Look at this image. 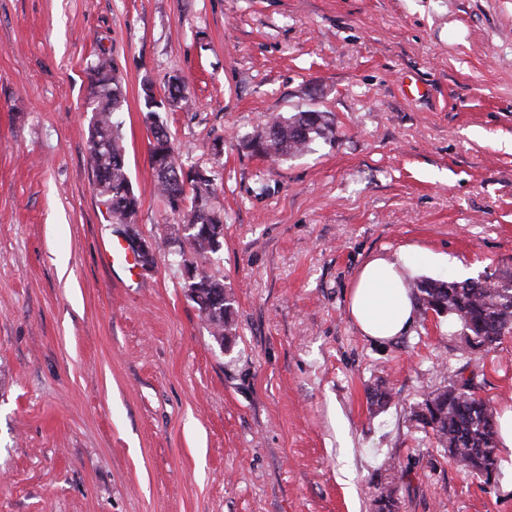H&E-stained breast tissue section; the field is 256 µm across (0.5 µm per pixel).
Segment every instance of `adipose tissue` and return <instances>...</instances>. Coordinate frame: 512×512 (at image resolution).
Masks as SVG:
<instances>
[{
	"mask_svg": "<svg viewBox=\"0 0 512 512\" xmlns=\"http://www.w3.org/2000/svg\"><path fill=\"white\" fill-rule=\"evenodd\" d=\"M411 275L400 258L376 256L359 269L348 294V311L360 332L371 339L403 336L416 319L408 288Z\"/></svg>",
	"mask_w": 512,
	"mask_h": 512,
	"instance_id": "obj_1",
	"label": "adipose tissue"
}]
</instances>
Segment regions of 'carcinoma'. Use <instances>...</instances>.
<instances>
[{
	"mask_svg": "<svg viewBox=\"0 0 512 512\" xmlns=\"http://www.w3.org/2000/svg\"><path fill=\"white\" fill-rule=\"evenodd\" d=\"M87 111L92 113L89 141L96 139L112 143V151H103L90 157L93 184H99L110 193L112 218L124 222L137 211L138 198L128 176L120 125L116 114L122 111L125 95L122 82L111 60L103 55L87 73ZM181 101H188L183 86L169 87L166 101L155 106L144 99V120L150 133L158 139L171 140L160 113ZM334 122L325 113L316 110L279 115L266 120L262 131L251 140L252 147L266 157L286 160L308 151L318 139L333 135ZM184 161L173 152L171 161L152 166L160 195L168 206L183 202L177 212L182 224L198 227L197 238L184 237L190 254L210 251L205 243L207 228L221 223L220 215L210 206L212 181L184 173ZM201 294L195 300L204 315L211 336L224 337V344L236 336L233 319V294L224 282L201 273ZM416 305L424 311L448 316V325L460 328L466 345L470 337L492 349L502 336L512 333V272L498 270L463 282L423 278L409 286ZM371 404L388 405L394 394L384 384L367 389ZM411 416L431 435L458 472L476 476L491 483L497 474V408L494 400L476 394L471 380L462 379L453 372L448 384L425 396L413 408ZM399 470L392 464L384 465L372 474L370 483L376 493L372 512H394L398 504Z\"/></svg>",
	"mask_w": 512,
	"mask_h": 512,
	"instance_id": "obj_1",
	"label": "carcinoma"
}]
</instances>
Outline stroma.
<instances>
[{
  "label": "stroma",
  "instance_id": "1",
  "mask_svg": "<svg viewBox=\"0 0 512 512\" xmlns=\"http://www.w3.org/2000/svg\"><path fill=\"white\" fill-rule=\"evenodd\" d=\"M102 52L123 226L88 162ZM173 76L192 104L163 120L224 216L195 262L235 297L225 348L149 163L142 82ZM305 110L333 137L248 146ZM120 235L153 248L133 280L101 256ZM401 253L415 280L512 270V0H0V512H371L390 459L400 512H512V481L462 476L410 416L450 368L512 410V334L478 367L447 316L375 342L348 314L362 264ZM87 112H93L90 143L98 139L112 143V151L89 157L94 186L110 193L113 219L124 222L136 213L138 198L128 176L117 112H122L125 95L111 60L102 53L87 73ZM333 129L325 112L306 110L266 120L250 144L266 157L287 160L308 151L316 140L331 138Z\"/></svg>",
  "mask_w": 512,
  "mask_h": 512
}]
</instances>
